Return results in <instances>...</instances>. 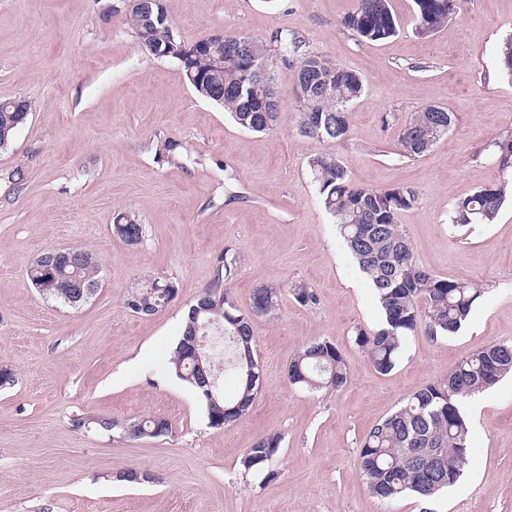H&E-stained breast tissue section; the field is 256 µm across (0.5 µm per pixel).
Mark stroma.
Instances as JSON below:
<instances>
[{"label":"stroma","mask_w":512,"mask_h":512,"mask_svg":"<svg viewBox=\"0 0 512 512\" xmlns=\"http://www.w3.org/2000/svg\"><path fill=\"white\" fill-rule=\"evenodd\" d=\"M164 5L184 41L280 30L355 71L365 90L348 139L325 145L300 135L295 68L275 60L282 109L274 130L255 133L200 98L176 60L140 46L126 0H0V99L30 105L0 148V365L16 372L0 390V512H512L511 375L470 411L469 464L454 486L383 502L359 473L373 425L466 354L512 343V203L491 224L448 222L454 201L503 179L491 145L512 136V83L497 67L512 0H461L425 39L413 31V0H392L399 32L377 43L343 29L354 0ZM427 105L453 112L454 124L426 155L403 157L398 128ZM324 150L357 184L412 186L418 200L399 222L419 266L483 290L457 334L417 331L386 375L355 342L356 329L380 325L379 303L309 177ZM119 214L143 224L140 244L113 236ZM61 246L100 264L95 294L76 309L44 299L28 277L35 258ZM228 248L240 307L254 289L292 279L318 301L285 292L273 315L253 318L262 387L246 418L214 430L169 359ZM165 276L175 300L151 316L126 307L139 282ZM322 339L341 350L347 386H291L290 359ZM89 415L160 416L173 430L133 439L74 427ZM273 432L283 442L268 470L244 471L247 448ZM125 469L153 480L116 481Z\"/></svg>","instance_id":"35a3bbf8"}]
</instances>
